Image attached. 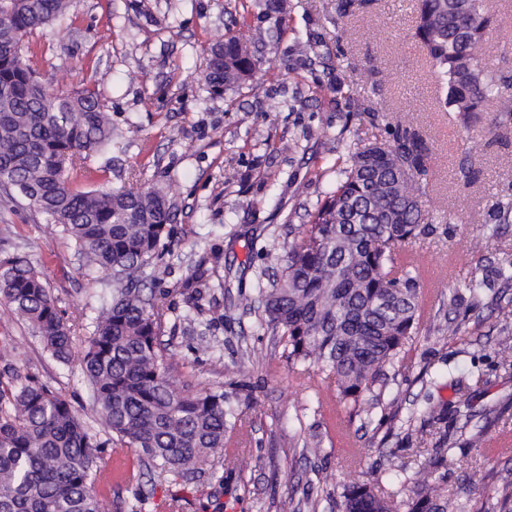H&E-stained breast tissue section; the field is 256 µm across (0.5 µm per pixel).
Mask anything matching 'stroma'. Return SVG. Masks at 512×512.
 I'll use <instances>...</instances> for the list:
<instances>
[{
	"mask_svg": "<svg viewBox=\"0 0 512 512\" xmlns=\"http://www.w3.org/2000/svg\"><path fill=\"white\" fill-rule=\"evenodd\" d=\"M279 41L264 48L260 90L214 95L198 83L209 49L222 38L240 0H72L70 19L29 37L30 64L50 88L95 90L112 118V145L95 157L87 184L121 191L163 185L174 206L177 246L155 262L149 287L169 294L161 337L178 388L220 386L236 403L244 426L236 441L252 456L238 473L225 460L223 481L203 475L182 492L184 512H279L281 500L311 498L319 512H337L336 484L397 470L442 479L448 493L482 500L512 481V449L496 454L456 450L454 468L438 461V440L421 425L426 398L473 410L493 408L487 437L512 430V374L494 352L505 332L497 301L448 311V288L470 276L499 288L497 270L512 255V223L496 224L492 205L512 195V128L489 138L479 121L462 128L443 107L415 37L416 0H356L345 17L337 0H290ZM486 62L512 74V0H493ZM351 84L366 108L335 83ZM356 98V99H357ZM279 102V109L268 106ZM415 129L426 172L428 232L406 243L421 279L432 290L421 330L403 356L388 398L395 414L376 412L371 424L329 412L318 400V375L299 382L288 374L282 348L259 330L257 309L238 305L259 272H279L273 256L299 231L305 207L336 180V140L388 141L397 125ZM483 237L480 252L471 239ZM21 254L43 265L64 319L87 324L106 289L80 270L73 245L15 192L0 189V258ZM204 277L199 315L184 318L185 286ZM456 335H449V326ZM222 346L221 359L205 351ZM263 349L269 364H242L246 348ZM36 373L82 414L98 440L108 431L90 410L78 365L53 360L27 325L0 299V378ZM320 443L319 455L303 453ZM135 453L97 488L107 512H169L174 489L157 474L128 481Z\"/></svg>",
	"mask_w": 512,
	"mask_h": 512,
	"instance_id": "35a3bbf8",
	"label": "stroma"
}]
</instances>
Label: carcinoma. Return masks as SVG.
Segmentation results:
<instances>
[{"mask_svg": "<svg viewBox=\"0 0 512 512\" xmlns=\"http://www.w3.org/2000/svg\"><path fill=\"white\" fill-rule=\"evenodd\" d=\"M492 0H417L415 35L445 107L464 128L486 102L496 105L488 134L512 122V76L484 53ZM71 0H0V186L14 190L70 238L85 266L112 275L110 298L92 319L78 361L92 411L110 432L103 443L71 403L29 374L0 381V512H105L96 481L112 453L134 448L137 473L154 469L188 485L210 457L226 456L227 435L242 416L224 389L187 393L174 387L160 347L163 298L144 291L147 268L171 252L172 204L163 189L121 192L77 185L72 170L112 144V119L88 89L50 93L24 57L25 37L70 15ZM285 0H247L224 45L210 49L202 76L216 94L253 82L256 45L274 37L252 19L282 20ZM394 145L374 142L339 156L336 187L306 210L301 235L284 246L281 274H260L240 305L262 307L259 326L278 337L281 357L298 377L311 369L336 386V410L369 420L389 386L390 368L419 333L424 297L414 261L398 263L401 245L425 234L417 177L425 172L416 133L399 127ZM460 287L469 305L484 301L483 282ZM0 298L29 325L59 364L73 363L75 325L56 305L41 267L0 259ZM498 366L512 369V337L499 343ZM447 410L422 409L427 425ZM382 475L342 486V512H470L428 476L412 495L380 491ZM475 512H512V485Z\"/></svg>", "mask_w": 512, "mask_h": 512, "instance_id": "carcinoma-1", "label": "carcinoma"}]
</instances>
